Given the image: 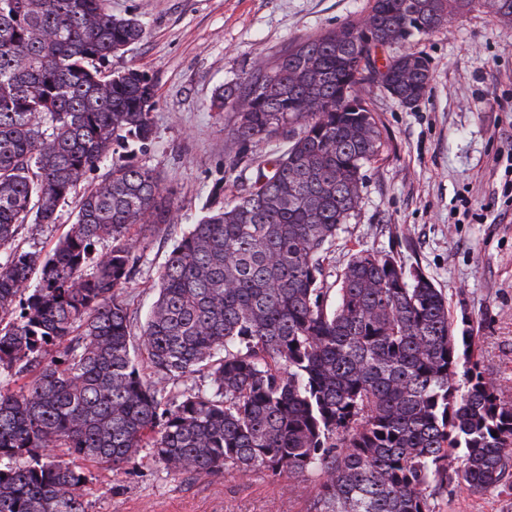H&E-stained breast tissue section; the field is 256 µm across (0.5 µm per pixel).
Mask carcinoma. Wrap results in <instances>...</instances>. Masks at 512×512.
Here are the masks:
<instances>
[{
  "label": "carcinoma",
  "mask_w": 512,
  "mask_h": 512,
  "mask_svg": "<svg viewBox=\"0 0 512 512\" xmlns=\"http://www.w3.org/2000/svg\"><path fill=\"white\" fill-rule=\"evenodd\" d=\"M370 0L391 44L425 35L473 0ZM285 50L269 74L215 94L238 100L234 138L258 145L301 124L288 150L232 196L213 193L174 244L135 336L122 290L134 229L174 223L151 169L113 163L152 139L153 86L100 66L142 39L104 0H0V512H87L83 462L119 470L143 448L175 475L262 469L317 477L314 512H437L448 487L512 479V402L480 367L473 328L423 272L359 249L327 304L323 263L383 148L374 113L336 108L375 72L359 25ZM386 65L395 101L427 90ZM75 218L50 252L24 224ZM110 239L105 251H87ZM147 358L145 372L141 357ZM204 370L205 389L168 386Z\"/></svg>",
  "instance_id": "obj_1"
}]
</instances>
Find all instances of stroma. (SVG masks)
<instances>
[{
    "label": "stroma",
    "mask_w": 512,
    "mask_h": 512,
    "mask_svg": "<svg viewBox=\"0 0 512 512\" xmlns=\"http://www.w3.org/2000/svg\"><path fill=\"white\" fill-rule=\"evenodd\" d=\"M370 0H106L114 16L142 22L144 37L107 62L139 69L154 89L153 136L118 149L113 159L154 169L174 198L173 224L144 227L138 260L123 290L134 325H142L174 243L216 188L237 193L257 163L283 154L287 135L241 152L231 134L235 114L212 107L215 94L270 68L289 46L361 22ZM431 81L405 107L380 84L359 85L385 143L365 169L355 215L324 262L323 285L335 302L337 276L365 248L422 270L448 297L455 319H469L487 373L512 400V202L502 187L512 150V22L476 6L417 37ZM242 155L235 172L230 157ZM23 226L25 249L48 252L73 222ZM88 512H311L314 487L262 470L218 477L173 476L149 454L125 469H90ZM441 512H512V489L450 492Z\"/></svg>",
    "instance_id": "35a3bbf8"
}]
</instances>
